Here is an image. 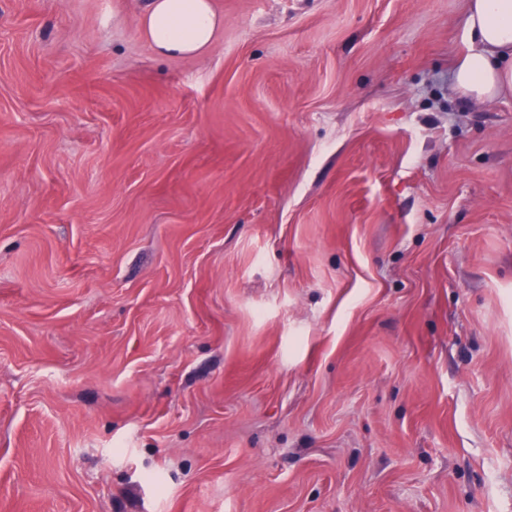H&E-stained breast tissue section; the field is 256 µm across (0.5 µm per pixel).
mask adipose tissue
<instances>
[{"label": "adipose tissue", "mask_w": 512, "mask_h": 512, "mask_svg": "<svg viewBox=\"0 0 512 512\" xmlns=\"http://www.w3.org/2000/svg\"><path fill=\"white\" fill-rule=\"evenodd\" d=\"M223 25L212 0H147L137 18L140 36L165 58L203 55ZM466 28L455 88L474 104L512 94V0H467Z\"/></svg>", "instance_id": "ef3b65f1"}]
</instances>
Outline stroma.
Instances as JSON below:
<instances>
[{
	"mask_svg": "<svg viewBox=\"0 0 512 512\" xmlns=\"http://www.w3.org/2000/svg\"><path fill=\"white\" fill-rule=\"evenodd\" d=\"M0 0V512H512V96L466 0ZM224 26L212 0H147L137 18L140 36L160 57H196ZM469 47L453 72L455 88L474 104L512 94V0H466Z\"/></svg>",
	"mask_w": 512,
	"mask_h": 512,
	"instance_id": "1",
	"label": "stroma"
}]
</instances>
